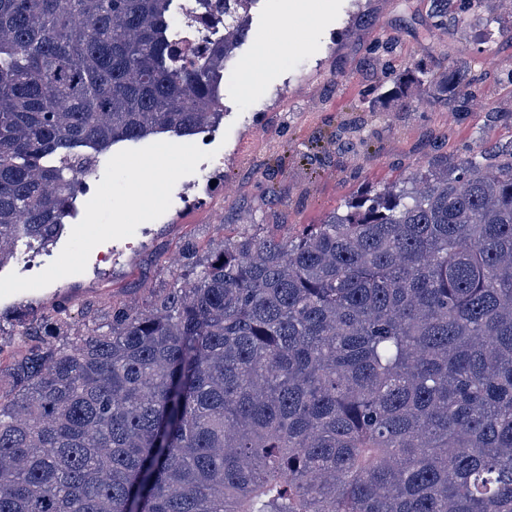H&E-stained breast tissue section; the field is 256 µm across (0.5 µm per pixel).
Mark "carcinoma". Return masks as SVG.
I'll use <instances>...</instances> for the list:
<instances>
[{"label":"carcinoma","mask_w":512,"mask_h":512,"mask_svg":"<svg viewBox=\"0 0 512 512\" xmlns=\"http://www.w3.org/2000/svg\"><path fill=\"white\" fill-rule=\"evenodd\" d=\"M177 2L0 0V266L59 235L112 145L222 121L238 41L175 48ZM254 2L218 0L241 38ZM406 76L402 110L474 97L450 66ZM184 250L149 308L76 329L60 297L0 347V512H512V142L295 237Z\"/></svg>","instance_id":"carcinoma-1"}]
</instances>
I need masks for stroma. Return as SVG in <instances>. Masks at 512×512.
<instances>
[{"instance_id": "stroma-1", "label": "stroma", "mask_w": 512, "mask_h": 512, "mask_svg": "<svg viewBox=\"0 0 512 512\" xmlns=\"http://www.w3.org/2000/svg\"><path fill=\"white\" fill-rule=\"evenodd\" d=\"M256 0L248 35L224 72V120L190 146L160 134L101 156L89 191L55 241L22 248L0 268V343L19 349L22 322L47 316L58 296L73 314L147 303L174 285L171 259L186 240L200 256L237 230L295 235L369 189L398 184L416 165L460 157L482 140L512 142V40L491 0L493 25L444 36L429 0H312L304 37ZM277 30L269 25L274 15ZM295 41L282 63L250 90L238 77L267 34ZM451 62L477 85L468 111L434 102L396 111L389 94L408 67ZM164 172L160 202L140 212L143 162Z\"/></svg>"}]
</instances>
